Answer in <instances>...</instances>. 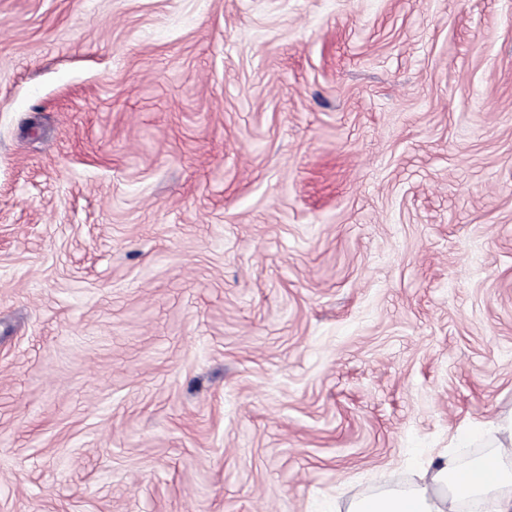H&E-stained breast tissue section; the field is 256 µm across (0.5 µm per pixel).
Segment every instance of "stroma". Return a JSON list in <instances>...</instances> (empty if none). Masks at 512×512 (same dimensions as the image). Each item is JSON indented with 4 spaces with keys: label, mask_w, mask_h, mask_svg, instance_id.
<instances>
[{
    "label": "stroma",
    "mask_w": 512,
    "mask_h": 512,
    "mask_svg": "<svg viewBox=\"0 0 512 512\" xmlns=\"http://www.w3.org/2000/svg\"><path fill=\"white\" fill-rule=\"evenodd\" d=\"M512 412V0H0V512H344Z\"/></svg>",
    "instance_id": "35a3bbf8"
}]
</instances>
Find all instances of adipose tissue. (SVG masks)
I'll return each mask as SVG.
<instances>
[{
  "instance_id": "obj_1",
  "label": "adipose tissue",
  "mask_w": 512,
  "mask_h": 512,
  "mask_svg": "<svg viewBox=\"0 0 512 512\" xmlns=\"http://www.w3.org/2000/svg\"><path fill=\"white\" fill-rule=\"evenodd\" d=\"M465 500L512 512V415L495 423L486 458L465 467L449 454L432 457L410 489L352 499L347 512H461Z\"/></svg>"
}]
</instances>
